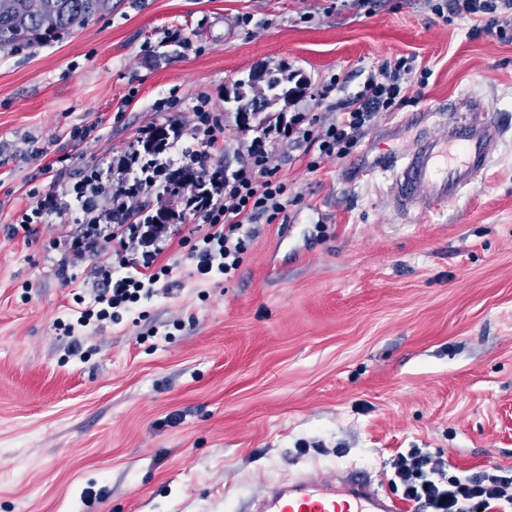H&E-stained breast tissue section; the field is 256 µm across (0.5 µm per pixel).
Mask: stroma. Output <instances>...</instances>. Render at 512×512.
<instances>
[{"label": "stroma", "instance_id": "obj_1", "mask_svg": "<svg viewBox=\"0 0 512 512\" xmlns=\"http://www.w3.org/2000/svg\"><path fill=\"white\" fill-rule=\"evenodd\" d=\"M446 0H112L63 40L0 54V512H246L302 472L380 487L396 452L447 457L453 474L512 477V35L476 33ZM415 56L421 99L376 115L343 159L270 134L295 201L256 219L244 262L201 279L171 226L172 293L120 323L61 335L92 300L100 257L71 260L78 209L18 217L87 169L120 182L142 130L208 151L198 96L222 114L210 167L239 169L258 132L226 87L288 65L311 85L289 115H336L383 60ZM480 100L503 124L488 171L439 211L386 205L369 174ZM65 157L59 176L45 161Z\"/></svg>", "mask_w": 512, "mask_h": 512}]
</instances>
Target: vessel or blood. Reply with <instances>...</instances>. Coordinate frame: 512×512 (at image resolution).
Segmentation results:
<instances>
[{"label": "vessel or blood", "mask_w": 512, "mask_h": 512, "mask_svg": "<svg viewBox=\"0 0 512 512\" xmlns=\"http://www.w3.org/2000/svg\"><path fill=\"white\" fill-rule=\"evenodd\" d=\"M448 131L417 138L403 158L380 157L392 172L389 199L402 212L427 213L458 201L489 168L501 128L478 101L448 104ZM255 512H401L399 501L366 480L303 473L271 488Z\"/></svg>", "instance_id": "1"}]
</instances>
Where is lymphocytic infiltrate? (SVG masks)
Here are the masks:
<instances>
[{"label": "lymphocytic infiltrate", "mask_w": 512, "mask_h": 512, "mask_svg": "<svg viewBox=\"0 0 512 512\" xmlns=\"http://www.w3.org/2000/svg\"><path fill=\"white\" fill-rule=\"evenodd\" d=\"M452 14H472L484 19L486 30L506 32L512 29V0H448ZM413 66L400 57L381 64L371 73L363 90L355 97L342 101L334 119L319 117L300 119L290 125L288 136L293 143L315 146L317 157L310 168H319L325 158H344L353 153L375 114L391 110L399 96L411 88ZM98 171H91L80 186L54 185L43 202L22 213L21 230H29L35 220L51 210L57 195L73 196L87 224L100 222L97 205L88 204L86 190L100 182ZM292 200L288 183L270 164L264 139H255L247 149L242 167L225 177L216 199L194 202L193 207L202 222L194 236L182 237L178 244L186 248L195 263L198 275L230 279L241 267L252 234L250 223L260 217L275 219L287 214ZM168 225L161 224L139 231L128 224L113 225L111 232L88 242L86 233L74 236L70 254L79 258L87 248L103 252L118 247L126 252L146 249L147 258L140 268L114 277L111 264L99 266L98 283L93 306L81 311L76 321L60 323L66 335L90 324L121 321L125 312L157 291L161 278L170 276L169 265H157L156 260L169 243ZM447 458L418 448L397 453L391 461V485L400 487L404 500L413 505H426L432 512H512V480L494 475L460 477L449 474Z\"/></svg>", "instance_id": "obj_1"}]
</instances>
